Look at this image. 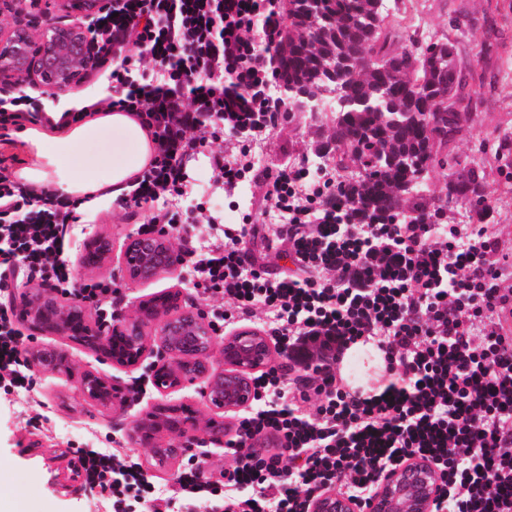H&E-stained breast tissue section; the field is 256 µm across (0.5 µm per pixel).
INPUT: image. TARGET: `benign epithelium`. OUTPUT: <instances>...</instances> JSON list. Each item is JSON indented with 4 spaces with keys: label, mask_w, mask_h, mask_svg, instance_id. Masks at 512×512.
<instances>
[{
    "label": "benign epithelium",
    "mask_w": 512,
    "mask_h": 512,
    "mask_svg": "<svg viewBox=\"0 0 512 512\" xmlns=\"http://www.w3.org/2000/svg\"><path fill=\"white\" fill-rule=\"evenodd\" d=\"M67 13L92 19L104 8L103 0H57ZM99 63L97 43L85 26L49 23L37 32L15 25L0 27V89L33 80L53 94L64 93L82 82ZM111 255V242L93 235L78 258L84 270H99ZM178 253L168 231L134 235L128 239L122 265L133 283L151 281L174 272ZM20 312L29 328L93 349L114 366L135 369L148 351L158 360L148 381L162 396L200 379L201 393L214 415L201 421L185 403L157 402L140 415L129 434L134 448H147L155 456L175 458L180 449L199 443L224 444V414L249 406L256 398L251 375L271 362V345L264 334L242 330L219 338L207 313L197 304L181 300L177 289L141 299L128 314L112 320L94 319L75 301L61 303L52 291L26 292ZM28 366L35 372L60 373L66 365L51 348H29ZM80 393L101 404L127 401L124 389L87 373ZM440 476L422 459H410L381 476L368 512H433ZM312 512H355L351 500L336 491L316 499Z\"/></svg>",
    "instance_id": "obj_1"
}]
</instances>
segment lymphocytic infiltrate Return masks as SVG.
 <instances>
[{"instance_id": "1", "label": "lymphocytic infiltrate", "mask_w": 512, "mask_h": 512, "mask_svg": "<svg viewBox=\"0 0 512 512\" xmlns=\"http://www.w3.org/2000/svg\"><path fill=\"white\" fill-rule=\"evenodd\" d=\"M276 0H112L93 38L106 54L140 49L139 76L112 70L101 109L136 113L156 144L137 174L127 206L156 205L142 233L165 224L185 238L183 265L198 293L219 296L217 325L261 314L281 355L299 367L289 377L272 365L253 377L263 407L242 416L224 442L232 465L223 482L194 459L175 485L158 488L139 462L107 448L81 451L86 479L109 493V512H311L335 489L365 512L377 479L418 457L440 474L434 512H512V261L487 226L424 219L368 223L334 196L341 182L325 172L280 170L269 181L268 223L216 224L209 240H190L183 159L224 131L258 142L283 107L269 91L265 51L279 37ZM267 21L252 36L254 17ZM247 86L228 97L225 82ZM208 116L210 138L198 136ZM82 110L42 111L17 92L0 98V129L31 117L53 126ZM75 203L47 190L34 195L0 178V380L27 389L24 338L4 301L13 283L38 280L67 291L66 253ZM288 250L292 269L271 272L252 249ZM370 341L384 354L389 380L378 394L348 390L337 372L345 351Z\"/></svg>"}]
</instances>
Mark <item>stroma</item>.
<instances>
[{"label": "stroma", "mask_w": 512, "mask_h": 512, "mask_svg": "<svg viewBox=\"0 0 512 512\" xmlns=\"http://www.w3.org/2000/svg\"><path fill=\"white\" fill-rule=\"evenodd\" d=\"M390 8L415 24L418 39H444L450 20H458L463 31L461 59L474 74L484 75L485 83L475 96V107L453 143L455 152L465 161L484 167V194L487 211L478 215L473 201L460 198L449 203L441 214V224L488 225L501 253L512 255V190L508 189L506 167L512 161V150L502 151L503 135L512 136V0H392ZM496 17L503 32L498 53L484 55L481 45L487 39L486 19ZM63 25L82 24L76 13L58 11L51 0L33 5L21 0L18 7L0 12V25L22 24L38 30L46 21ZM123 66L137 70L136 59H114L109 67H98L78 86L57 95L48 94L40 85L24 83V90L43 102L46 109L61 112L82 107L85 100L111 97L109 68ZM333 137V121L315 119L306 114L281 120L260 144L246 146L242 135L225 133L214 145H206L185 161L187 173L183 207L202 206L203 217L194 224L192 233L207 237L208 218L220 224L239 225L245 216L263 222L267 205V174L286 167L316 173L327 167V159L317 154L320 143ZM223 149L227 159L248 155L254 174L232 192H224L215 182L212 154ZM152 208H128L114 201L94 213L81 214L71 237L70 261H77L86 238L99 232L112 239V254L101 274L76 270L70 286L78 291L94 278H114L124 284L119 311H130L139 298L174 288L184 297L192 298L205 311H212L214 299L193 295L188 290L183 271L132 285L120 263L123 243L128 234L137 232L147 222ZM36 344L62 350L71 365L67 375L43 372L35 377L34 391L22 393L0 388V486H16L26 491L34 512H96L102 505L101 495L80 490L66 492L59 484L78 463L81 448H115L121 453L145 462L150 453L144 448H132L128 432L132 421L156 397L147 381L146 367L135 370L119 369L100 362L90 349L56 336H39ZM91 371L127 388V402L122 406H103L80 395L79 380Z\"/></svg>", "instance_id": "35a3bbf8"}]
</instances>
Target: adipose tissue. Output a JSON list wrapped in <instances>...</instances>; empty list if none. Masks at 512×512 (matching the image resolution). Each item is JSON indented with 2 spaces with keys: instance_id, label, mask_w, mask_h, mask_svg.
Returning a JSON list of instances; mask_svg holds the SVG:
<instances>
[{
  "instance_id": "obj_1",
  "label": "adipose tissue",
  "mask_w": 512,
  "mask_h": 512,
  "mask_svg": "<svg viewBox=\"0 0 512 512\" xmlns=\"http://www.w3.org/2000/svg\"><path fill=\"white\" fill-rule=\"evenodd\" d=\"M19 138L33 155L17 180L37 194L52 189L72 197L86 212L116 200L136 174L148 167L155 144L131 112L95 110L89 120L49 127L21 126Z\"/></svg>"
}]
</instances>
